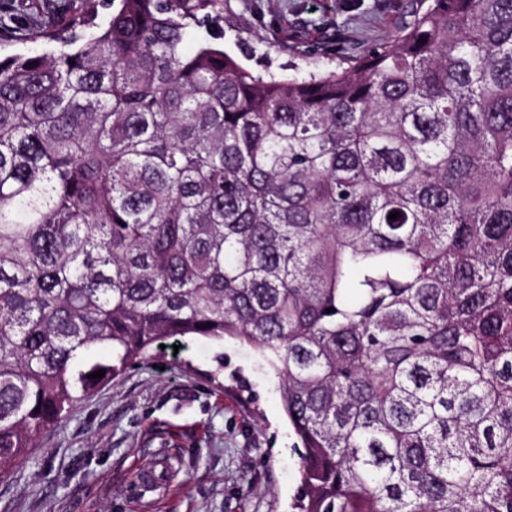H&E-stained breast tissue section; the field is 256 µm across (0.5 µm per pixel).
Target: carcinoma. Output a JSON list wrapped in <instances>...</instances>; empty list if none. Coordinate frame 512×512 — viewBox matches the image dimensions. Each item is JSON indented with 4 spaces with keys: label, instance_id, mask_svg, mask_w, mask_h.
I'll use <instances>...</instances> for the list:
<instances>
[{
    "label": "carcinoma",
    "instance_id": "carcinoma-1",
    "mask_svg": "<svg viewBox=\"0 0 512 512\" xmlns=\"http://www.w3.org/2000/svg\"><path fill=\"white\" fill-rule=\"evenodd\" d=\"M221 7H0L61 44L0 59V480L160 345L228 336L278 380L296 512H512V0H419L305 77L185 53Z\"/></svg>",
    "mask_w": 512,
    "mask_h": 512
}]
</instances>
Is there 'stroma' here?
Returning a JSON list of instances; mask_svg holds the SVG:
<instances>
[{"mask_svg":"<svg viewBox=\"0 0 512 512\" xmlns=\"http://www.w3.org/2000/svg\"><path fill=\"white\" fill-rule=\"evenodd\" d=\"M414 0H224L186 42L306 75L390 41ZM298 440L272 374L233 339L184 340L82 399L0 481V512H295ZM164 460L166 484L136 471Z\"/></svg>","mask_w":512,"mask_h":512,"instance_id":"1","label":"stroma"}]
</instances>
